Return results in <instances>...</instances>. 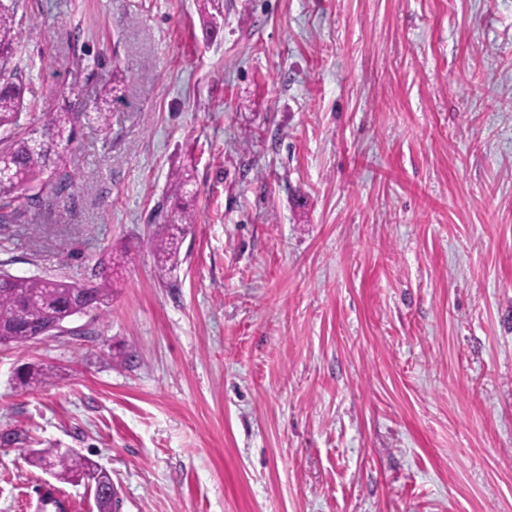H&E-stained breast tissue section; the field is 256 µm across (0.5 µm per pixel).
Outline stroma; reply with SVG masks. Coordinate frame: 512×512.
Returning <instances> with one entry per match:
<instances>
[{
	"label": "stroma",
	"instance_id": "1",
	"mask_svg": "<svg viewBox=\"0 0 512 512\" xmlns=\"http://www.w3.org/2000/svg\"><path fill=\"white\" fill-rule=\"evenodd\" d=\"M215 2V35L201 0L16 2L23 126L126 79L0 271L128 263L106 316L0 345V512H36L33 448L95 460L119 512H512V0ZM192 176L185 169L171 174V185L158 214L164 226L162 234L148 242L154 256L155 277L159 284H168V276L181 263L180 248L187 227L195 222L192 209L184 202L190 194Z\"/></svg>",
	"mask_w": 512,
	"mask_h": 512
}]
</instances>
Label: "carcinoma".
<instances>
[{
  "instance_id": "obj_1",
  "label": "carcinoma",
  "mask_w": 512,
  "mask_h": 512,
  "mask_svg": "<svg viewBox=\"0 0 512 512\" xmlns=\"http://www.w3.org/2000/svg\"><path fill=\"white\" fill-rule=\"evenodd\" d=\"M22 38L14 5L0 0V128L19 126L26 87L18 72L6 71L18 51ZM114 80L96 106L93 121L103 131L109 130ZM87 117L83 112L66 109L47 112L40 122L23 133L0 142V223L27 224L43 216L50 199L62 195L70 182L59 148L73 140L76 127ZM192 176L185 169L171 174V185L158 214L164 226L162 234L148 242L154 256L158 283L181 263L180 248L187 227L195 222L192 209L184 202L190 193ZM124 263V252L109 253L101 282L89 288L62 279H0V337L9 343L24 344L35 340L49 322L64 323L72 317L75 306L89 307L98 315L107 314L112 300L113 274ZM29 462L42 468L52 466L53 477L62 482L78 483L93 476L109 481V473L94 460L64 455L56 448L31 450Z\"/></svg>"
}]
</instances>
